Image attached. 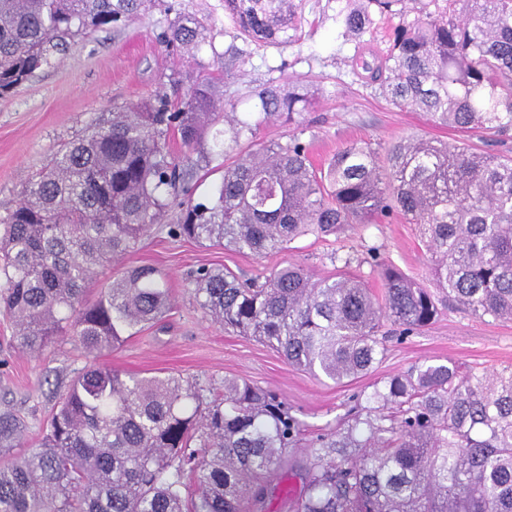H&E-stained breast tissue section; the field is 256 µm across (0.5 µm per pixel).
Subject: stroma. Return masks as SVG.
Wrapping results in <instances>:
<instances>
[{"instance_id": "1", "label": "stroma", "mask_w": 512, "mask_h": 512, "mask_svg": "<svg viewBox=\"0 0 512 512\" xmlns=\"http://www.w3.org/2000/svg\"><path fill=\"white\" fill-rule=\"evenodd\" d=\"M345 0H303L302 38L296 43L258 47L245 45L233 68L222 52L237 32L224 16V0H161L148 13L122 28H104L75 38L52 65L16 92L0 97V215L19 202L26 183L59 146L80 134L98 113L126 107L158 93L185 95L204 78H221L225 98L247 111L249 95L262 85L302 84L315 97L310 111L299 115L303 139L315 165L352 142L385 150L402 137L467 144L472 150L512 156V141L500 144L483 133H460L430 124L422 113L391 105L377 86L354 75L353 56L360 51L386 54L389 24L378 23L362 38L342 37L336 14ZM180 14H194L206 24L207 44L198 57L166 48L161 41L169 23ZM170 149L181 163L195 167L193 196L213 193L224 176V160L203 164L196 151L172 138ZM378 249L404 276L432 288L426 248L416 225L395 218L366 224L324 239L307 236L290 249L257 257L220 246L151 234L121 260L100 269L91 285L99 293L128 269L155 266L172 297L163 326L147 325L101 364L142 376L173 373L197 381L206 393L222 391L224 380L239 377L274 390L306 426L308 438L334 431L357 395L372 385L418 364L455 362L465 369L493 372L512 367V320L474 317L455 306L442 309L437 320L405 342L387 341V353L367 375L343 384L295 369L266 344L215 323L197 305L193 274L207 266L243 278L268 274L288 264L303 266L314 278L335 276L331 252L358 258L352 275L365 280L373 294H382V280L365 259ZM88 363L72 341L56 342L44 353L18 349L13 320L0 307V412L18 414L26 425L25 446L37 443L56 402V393L73 373ZM291 464L266 486L262 512H295L308 462L305 448L291 449Z\"/></svg>"}]
</instances>
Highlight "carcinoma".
<instances>
[{"mask_svg":"<svg viewBox=\"0 0 512 512\" xmlns=\"http://www.w3.org/2000/svg\"><path fill=\"white\" fill-rule=\"evenodd\" d=\"M155 3L0 0V96L87 29L117 27ZM224 15L256 46L300 39L301 0H224ZM394 17L387 57L359 55L353 69L434 125L511 138L512 0H354L338 21L358 39ZM204 29L178 16L163 42L194 56ZM312 103L297 85H269L238 112L205 81L183 101L159 94L94 118L0 215V303L19 348L40 352L69 337L94 358L160 323L171 299L151 265L91 302L85 292L172 207L179 217L168 235L256 256L396 212L418 225L445 297L483 319L512 320V157L407 137L383 153L350 143L318 169L301 130L256 142L261 123L291 125ZM221 118L224 179L213 200L197 202L192 167L175 161L168 135L191 149ZM364 262L383 278L382 302L356 277L315 279L299 265L262 282L202 267L194 295L224 328L342 384L383 360L386 324L404 338L438 315L431 293L378 249ZM303 428L275 393L244 379H224V394L209 401L180 375L90 364L58 396L37 446L14 455L25 425L0 413V512H246ZM309 458L296 512H512V367L414 365L391 375Z\"/></svg>","mask_w":512,"mask_h":512,"instance_id":"carcinoma-1","label":"carcinoma"}]
</instances>
